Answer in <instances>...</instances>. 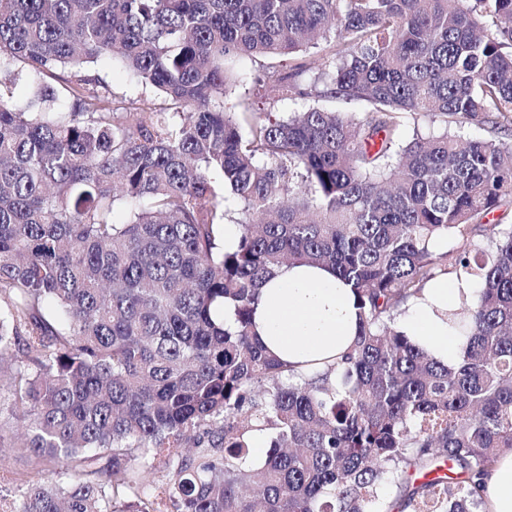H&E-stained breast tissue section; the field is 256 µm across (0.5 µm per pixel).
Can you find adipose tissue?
I'll list each match as a JSON object with an SVG mask.
<instances>
[{
	"mask_svg": "<svg viewBox=\"0 0 512 512\" xmlns=\"http://www.w3.org/2000/svg\"><path fill=\"white\" fill-rule=\"evenodd\" d=\"M462 299L457 280L440 276L422 294L407 301L398 327L441 363L455 361L466 339L451 327L448 315ZM355 293L323 266H283L264 285L253 315L257 338L296 373L310 375L335 365L358 332ZM485 512H512V452L495 463L483 492Z\"/></svg>",
	"mask_w": 512,
	"mask_h": 512,
	"instance_id": "obj_1",
	"label": "adipose tissue"
}]
</instances>
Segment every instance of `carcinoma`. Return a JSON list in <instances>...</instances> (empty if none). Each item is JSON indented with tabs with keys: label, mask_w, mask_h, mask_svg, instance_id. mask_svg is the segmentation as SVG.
Returning <instances> with one entry per match:
<instances>
[{
	"label": "carcinoma",
	"mask_w": 512,
	"mask_h": 512,
	"mask_svg": "<svg viewBox=\"0 0 512 512\" xmlns=\"http://www.w3.org/2000/svg\"><path fill=\"white\" fill-rule=\"evenodd\" d=\"M287 55L260 85L316 104L226 106L228 62ZM102 61L166 106L116 100ZM0 73V467L3 448L33 464L0 512L484 504L512 450V224L486 222L512 207V144L405 129L512 132V0H0ZM290 263L331 269L360 309L311 376L252 333ZM442 275L480 287L448 365L396 327ZM443 464L455 481L412 479Z\"/></svg>",
	"instance_id": "1"
}]
</instances>
